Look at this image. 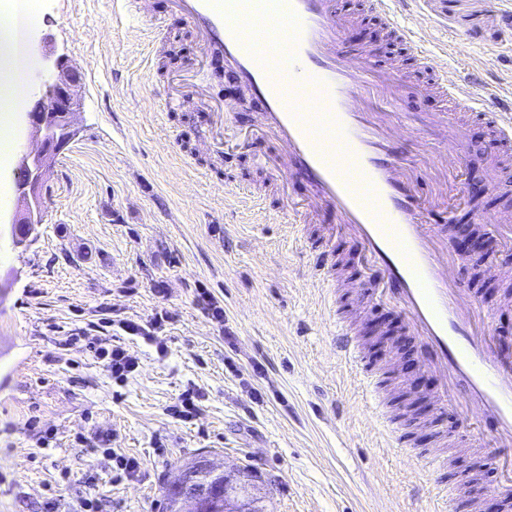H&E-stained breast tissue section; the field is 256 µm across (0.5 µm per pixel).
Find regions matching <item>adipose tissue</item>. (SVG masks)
<instances>
[{
  "mask_svg": "<svg viewBox=\"0 0 512 512\" xmlns=\"http://www.w3.org/2000/svg\"><path fill=\"white\" fill-rule=\"evenodd\" d=\"M34 8V0H9L7 17L0 20V170L11 144L12 114L24 98L18 73L31 61L26 25Z\"/></svg>",
  "mask_w": 512,
  "mask_h": 512,
  "instance_id": "obj_1",
  "label": "adipose tissue"
}]
</instances>
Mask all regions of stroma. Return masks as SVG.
<instances>
[{
  "mask_svg": "<svg viewBox=\"0 0 512 512\" xmlns=\"http://www.w3.org/2000/svg\"><path fill=\"white\" fill-rule=\"evenodd\" d=\"M113 0H38L29 53L69 57L82 73L76 136L47 178L44 222L25 246L0 238V512H76L93 489L99 512H162L163 490L182 465L205 456L238 480L254 476L251 495L266 512H430L432 496L452 492L457 512H512L500 486L504 468L486 463L495 448L449 449L424 394L430 375L410 371L419 353L398 310L378 303L360 246L323 210L319 223L290 225L285 207L312 195L293 177L276 185L268 142H228L231 164L200 142L214 115L204 107L164 112L159 95L188 64L211 98L237 106L249 130L260 102L223 64L199 60L192 28L170 0H151V20L112 19ZM353 17L352 51L373 49L377 67L396 68L397 102L414 127L407 154L438 148L430 118L465 125L461 190L421 183L430 221L449 251L457 227L485 212L512 225V157L490 130L447 98L421 93L430 74L406 46L389 39L363 0H336ZM398 22L423 27L431 42L457 46L448 62L480 65L512 80V27L495 0H419ZM485 191L473 193L472 177ZM485 260L459 263L453 275L495 317L498 341L512 345V247L478 225ZM333 250L330 291L311 283L306 254ZM221 316H214L213 307ZM142 326L141 334L125 323ZM357 339L376 374L375 400L406 434V448L379 447V425L363 390L337 359V329ZM155 331L163 348L144 339ZM80 336L123 343L139 358L118 382ZM197 393L196 417L175 410ZM446 452L433 475L414 455ZM135 459L126 476L116 457Z\"/></svg>",
  "mask_w": 512,
  "mask_h": 512,
  "instance_id": "stroma-1",
  "label": "stroma"
}]
</instances>
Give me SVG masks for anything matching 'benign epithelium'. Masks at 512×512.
<instances>
[{"mask_svg": "<svg viewBox=\"0 0 512 512\" xmlns=\"http://www.w3.org/2000/svg\"><path fill=\"white\" fill-rule=\"evenodd\" d=\"M44 91L29 110L36 147L22 151L15 170V189L23 208L9 225L0 223V237L9 234L13 244L22 246L44 223V185L57 152L73 137V116L80 105L81 77L65 54L44 58ZM462 258L485 256L487 241L469 232L458 236ZM173 486L191 512H197L209 489L201 478L181 474Z\"/></svg>", "mask_w": 512, "mask_h": 512, "instance_id": "benign-epithelium-1", "label": "benign epithelium"}]
</instances>
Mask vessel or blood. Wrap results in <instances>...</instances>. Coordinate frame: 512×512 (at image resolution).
I'll return each instance as SVG.
<instances>
[{
	"mask_svg": "<svg viewBox=\"0 0 512 512\" xmlns=\"http://www.w3.org/2000/svg\"><path fill=\"white\" fill-rule=\"evenodd\" d=\"M407 2L367 0V6L415 50L432 75L431 90L484 120L497 145L511 149L512 84L491 82L477 69L449 75L446 46L428 42L421 28L395 23V6ZM174 6L192 26L201 54L224 58L263 100L259 129L273 132L293 161L276 168L278 180L296 172L316 188L317 202L289 207V214L307 224L318 207L332 208L362 243L374 278L392 292L419 341L423 366L447 383L437 409L457 402L475 413L494 446L511 445L512 361L493 354V318L479 314L475 299L457 287L448 248L412 189L417 162L397 147L390 103L398 71L375 74L370 55L342 51L348 21L333 0H174ZM248 18L264 32L284 27L287 41L277 59L263 58L243 38ZM336 356L355 371L364 364L346 333L336 338Z\"/></svg>",
	"mask_w": 512,
	"mask_h": 512,
	"instance_id": "obj_1",
	"label": "vessel or blood"
}]
</instances>
